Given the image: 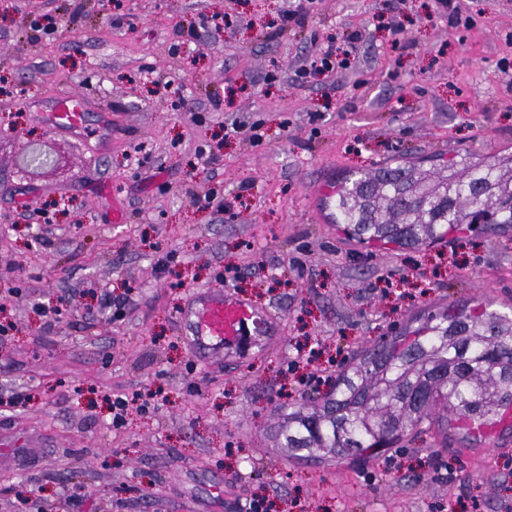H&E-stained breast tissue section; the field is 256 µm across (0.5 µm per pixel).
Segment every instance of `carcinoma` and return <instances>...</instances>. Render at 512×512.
<instances>
[{
    "label": "carcinoma",
    "instance_id": "1",
    "mask_svg": "<svg viewBox=\"0 0 512 512\" xmlns=\"http://www.w3.org/2000/svg\"><path fill=\"white\" fill-rule=\"evenodd\" d=\"M448 174L397 163L347 180L330 196L331 223L360 243L434 242L476 224L512 227V152L458 151ZM363 351L336 377L322 410L288 414V447L369 457L409 430L439 420L470 430L493 426L512 407V318L477 308L428 312ZM422 392L417 404L412 395Z\"/></svg>",
    "mask_w": 512,
    "mask_h": 512
}]
</instances>
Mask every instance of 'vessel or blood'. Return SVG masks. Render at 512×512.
Returning <instances> with one entry per match:
<instances>
[{
  "label": "vessel or blood",
  "instance_id": "b4317fda",
  "mask_svg": "<svg viewBox=\"0 0 512 512\" xmlns=\"http://www.w3.org/2000/svg\"><path fill=\"white\" fill-rule=\"evenodd\" d=\"M85 103L74 93L56 97L45 121L57 131L83 129ZM185 336L198 354L209 356L236 349L245 335L265 339L274 333L272 317L230 290L218 289L195 296L180 312Z\"/></svg>",
  "mask_w": 512,
  "mask_h": 512
}]
</instances>
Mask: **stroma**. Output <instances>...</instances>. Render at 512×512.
<instances>
[{
	"label": "stroma",
	"instance_id": "1",
	"mask_svg": "<svg viewBox=\"0 0 512 512\" xmlns=\"http://www.w3.org/2000/svg\"><path fill=\"white\" fill-rule=\"evenodd\" d=\"M108 4L0 0V110L15 122L0 127V394L35 396L0 412V435L43 445L0 463V512L72 494L68 512H240L256 496L270 512H512V427L483 439L426 426L391 457L341 460L282 436L293 408L323 396H282L300 345L349 364L449 303L512 315V230L375 250L330 223L323 194L397 161L512 152V0H459L472 24L458 28L436 0H316L286 29L290 0ZM224 14L223 33L202 28ZM355 29L349 69L297 76ZM65 92L89 122L109 113V139L47 126L40 110ZM30 140L58 167L22 169ZM213 191L224 212L196 205ZM220 287L268 310L275 334L241 356L194 357L179 313ZM58 301L45 323L36 305ZM158 386L165 405L129 409L113 430L109 396Z\"/></svg>",
	"mask_w": 512,
	"mask_h": 512
}]
</instances>
